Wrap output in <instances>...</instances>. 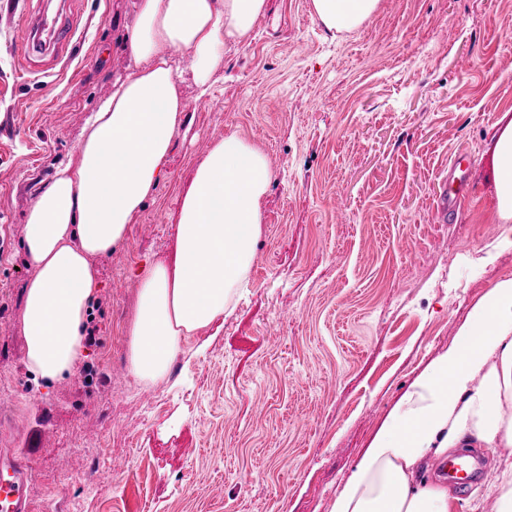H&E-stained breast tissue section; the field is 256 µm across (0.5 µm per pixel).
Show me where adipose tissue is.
I'll list each match as a JSON object with an SVG mask.
<instances>
[{"label":"adipose tissue","mask_w":512,"mask_h":512,"mask_svg":"<svg viewBox=\"0 0 512 512\" xmlns=\"http://www.w3.org/2000/svg\"><path fill=\"white\" fill-rule=\"evenodd\" d=\"M378 0H313L327 30L359 28ZM267 0H137L126 37L132 60L89 117L79 164L58 165L28 212L23 247L34 273L24 288L26 365L52 385L73 374L101 284L95 257L124 242L127 226L165 174L183 129L181 85L207 95L227 46L247 39ZM191 52L190 71L178 55ZM499 245L512 249V118L489 146ZM271 181L264 153L225 135L198 162L181 197L172 257L141 276L129 328V367L140 382L167 377L186 337L222 319L247 280ZM512 277L469 313L456 343L399 400L336 490L331 512H453L442 481L421 477L432 458L473 443L512 447Z\"/></svg>","instance_id":"obj_1"}]
</instances>
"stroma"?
Returning <instances> with one entry per match:
<instances>
[{
    "label": "stroma",
    "mask_w": 512,
    "mask_h": 512,
    "mask_svg": "<svg viewBox=\"0 0 512 512\" xmlns=\"http://www.w3.org/2000/svg\"><path fill=\"white\" fill-rule=\"evenodd\" d=\"M135 3L0 0V448L20 447L24 423L48 433L32 469L40 512H330L403 393L512 274L488 154L512 109V0H379L343 33L312 0H268L210 97L184 85L188 133L125 242L96 261L94 377L47 388L20 330L26 215L126 73ZM39 14L76 35L19 56L20 20ZM230 133L272 173L247 284L166 379L138 382L127 330L141 274L171 255L196 164ZM457 159L465 196L443 224L439 175ZM481 456L454 512L496 499L501 462Z\"/></svg>",
    "instance_id": "35a3bbf8"
}]
</instances>
